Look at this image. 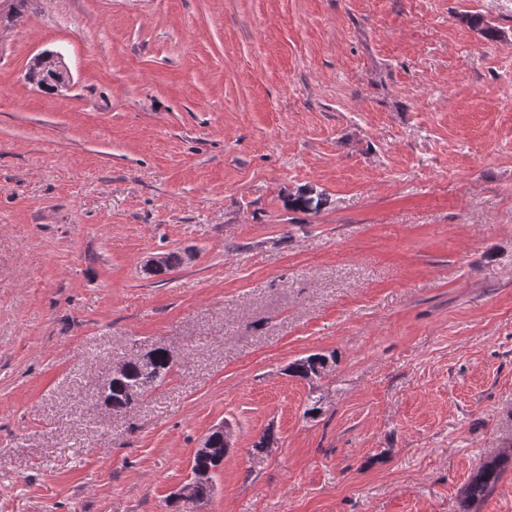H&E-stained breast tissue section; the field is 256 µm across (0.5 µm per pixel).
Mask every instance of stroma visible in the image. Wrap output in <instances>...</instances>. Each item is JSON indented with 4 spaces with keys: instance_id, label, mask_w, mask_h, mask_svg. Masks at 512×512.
Wrapping results in <instances>:
<instances>
[{
    "instance_id": "obj_1",
    "label": "stroma",
    "mask_w": 512,
    "mask_h": 512,
    "mask_svg": "<svg viewBox=\"0 0 512 512\" xmlns=\"http://www.w3.org/2000/svg\"><path fill=\"white\" fill-rule=\"evenodd\" d=\"M222 421L211 497L175 500ZM498 455L512 0H0V512H460ZM28 69L40 70L51 75L55 80L57 92L69 87V74L60 56L55 52L45 51L35 55L29 62ZM149 352L109 368L108 376L97 393L100 405L104 407L109 414H112V409L116 414L130 412L136 407V404L133 403L131 399L133 396L137 395L138 402L142 401L148 394L165 382L167 376L173 371L177 363L175 356H171L167 351H161L155 357L151 367L141 365L132 366L128 370V373L121 379H118L116 384L112 386V377L119 376L126 363H147ZM111 387L112 401L111 399L106 400ZM326 358L327 356L323 354H312L305 358L295 360L289 365V372L293 376L309 380L311 376L317 375L318 367H323Z\"/></svg>"
}]
</instances>
